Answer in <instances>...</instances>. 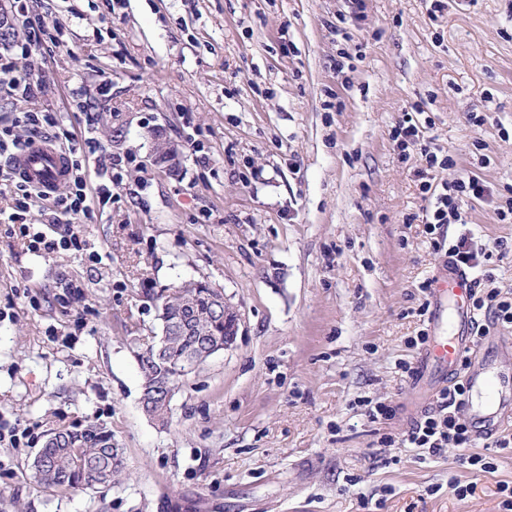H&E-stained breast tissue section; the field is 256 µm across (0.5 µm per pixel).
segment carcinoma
Segmentation results:
<instances>
[{
	"mask_svg": "<svg viewBox=\"0 0 512 512\" xmlns=\"http://www.w3.org/2000/svg\"><path fill=\"white\" fill-rule=\"evenodd\" d=\"M213 291L193 282L174 292H160L157 300L165 307L164 319L178 317L182 301H187L197 314L196 326L201 337H167L162 357L171 362L164 367L154 359L157 345L152 344L139 354L142 382L157 385L171 392L177 389L179 370L185 368L184 356L196 340L224 341V322L211 316ZM55 441L42 448L31 465L32 481L37 487L94 490L110 486L123 473V449L112 440V433L95 423L81 428H62L53 432Z\"/></svg>",
	"mask_w": 512,
	"mask_h": 512,
	"instance_id": "carcinoma-1",
	"label": "carcinoma"
}]
</instances>
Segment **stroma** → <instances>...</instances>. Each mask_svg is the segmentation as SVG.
<instances>
[{"instance_id":"stroma-1","label":"stroma","mask_w":512,"mask_h":512,"mask_svg":"<svg viewBox=\"0 0 512 512\" xmlns=\"http://www.w3.org/2000/svg\"><path fill=\"white\" fill-rule=\"evenodd\" d=\"M68 45L32 51L36 107L133 163L112 203L79 225L97 259L29 251L0 224V512H501L499 482L401 440L427 330L424 282L442 262L420 185L475 174L492 197L445 226L512 238V0H34ZM348 58H340V50ZM112 95L96 96L102 77ZM91 92L74 111L70 90ZM419 107L451 156L427 173L389 133ZM482 120L473 126L471 116ZM175 158L159 161L157 140ZM203 154H195L192 140ZM68 277L82 296L60 300ZM187 281L224 292L234 347L180 383L170 422L140 405L138 354L157 295ZM395 406L374 420L368 402ZM103 424L124 450L110 488L37 489L50 430ZM473 483L457 498L449 478Z\"/></svg>"}]
</instances>
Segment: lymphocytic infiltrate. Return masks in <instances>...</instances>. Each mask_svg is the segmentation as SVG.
<instances>
[{
	"label": "lymphocytic infiltrate",
	"mask_w": 512,
	"mask_h": 512,
	"mask_svg": "<svg viewBox=\"0 0 512 512\" xmlns=\"http://www.w3.org/2000/svg\"><path fill=\"white\" fill-rule=\"evenodd\" d=\"M9 12L16 30L13 39L0 50V86L6 87L14 97L30 101L41 94L42 87L17 78L18 62L32 49L53 51L63 47L64 27L60 24L47 26L40 14L30 8L29 0H11ZM61 122L60 113L33 109L18 113L11 123L0 124V223L8 225L11 233L24 239L33 252L53 254L86 249V241L74 232L72 223L91 220L96 209L111 203L110 177L127 163L124 156L108 155L103 164L104 183L89 186L85 159L99 152L100 144L93 137L69 136L67 149L71 175L50 200L54 233L46 235L29 218L36 190L16 178L9 162L28 146L29 136L49 135L50 131L60 128ZM391 137L404 150L419 146L421 159L428 168L445 170L454 165L450 156H438L429 146L423 145L420 125L413 116H406L400 121L393 128ZM420 190L429 202L422 221L433 250L451 257L471 272L475 311L492 316L495 323L511 326L512 300L502 298L494 289L493 270L496 261L512 251V245L504 240L487 245L465 234L450 243L441 234L443 226L461 221L466 202L491 195V187L479 177L461 176L450 182H423ZM465 393V387L459 381L442 390L437 398V410L427 412L417 420L404 435L402 443L407 448L428 449L433 456L454 446L461 450L458 458L461 468L476 474L494 472L497 468L496 455L470 450L474 436L460 414Z\"/></svg>",
	"instance_id": "lymphocytic-infiltrate-1"
}]
</instances>
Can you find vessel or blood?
I'll list each match as a JSON object with an SVG mask.
<instances>
[{"label": "vessel or blood", "mask_w": 512, "mask_h": 512, "mask_svg": "<svg viewBox=\"0 0 512 512\" xmlns=\"http://www.w3.org/2000/svg\"><path fill=\"white\" fill-rule=\"evenodd\" d=\"M12 167L17 176L44 195L70 176L67 153L47 143L33 144L19 153ZM472 289L469 271L443 260L428 290L431 336L416 361L415 385L424 394L440 391L455 377L460 364H467L465 416L476 437L487 439L512 419V375L480 357Z\"/></svg>", "instance_id": "obj_1"}]
</instances>
